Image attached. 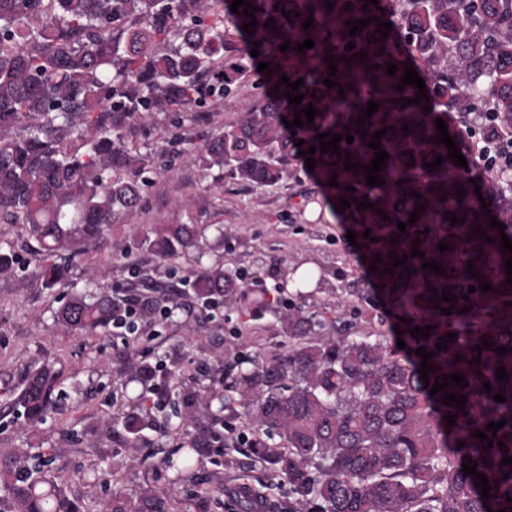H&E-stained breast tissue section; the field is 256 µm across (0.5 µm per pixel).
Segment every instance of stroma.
Instances as JSON below:
<instances>
[{
    "label": "stroma",
    "mask_w": 512,
    "mask_h": 512,
    "mask_svg": "<svg viewBox=\"0 0 512 512\" xmlns=\"http://www.w3.org/2000/svg\"><path fill=\"white\" fill-rule=\"evenodd\" d=\"M252 95L246 79L220 110L203 119L182 122L177 113L163 112L137 124L131 138L155 158L143 201L84 244L70 261L63 286L46 289L26 229L0 223V249L18 260L13 272L0 275V454L12 448L51 453L52 478L81 500L85 512H102L113 490L132 495L148 488L171 490L170 512H240L227 502L246 496L253 481L268 484L272 500L288 501L286 488L251 463L252 433L241 414L225 416L217 425V432H231L233 445L199 456L196 481L176 482L164 466L176 444L170 429L187 413L180 384L194 376L196 366L206 364L210 376L202 384L207 387L237 363L288 341L269 311L244 315L227 305L204 311L182 297L181 282L192 271L221 262L245 272L254 289L271 293L284 287L293 267L309 262L319 280L303 289L306 306L341 314L356 334L374 326L372 302L350 294L368 279L360 252L347 239L348 226L314 173L301 165L268 187L199 168L197 151L240 117ZM157 224L197 225L200 251L186 262H162L142 244ZM135 270L168 283L159 294L171 302L167 322L144 328L136 341L112 333L81 336L55 323L54 313L69 294L89 286L97 291L127 286ZM133 361L151 370L147 383L130 379ZM44 363L59 373L60 395L43 424L33 428L10 403L28 372ZM146 390L159 397L151 410L157 426L144 430L145 447L132 459L124 450L121 420L134 412L137 396Z\"/></svg>",
    "instance_id": "obj_1"
}]
</instances>
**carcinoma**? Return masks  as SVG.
<instances>
[{
  "instance_id": "cac0c4a2",
  "label": "carcinoma",
  "mask_w": 512,
  "mask_h": 512,
  "mask_svg": "<svg viewBox=\"0 0 512 512\" xmlns=\"http://www.w3.org/2000/svg\"><path fill=\"white\" fill-rule=\"evenodd\" d=\"M232 2L0 0V220L27 227L45 287L62 284L67 268L59 259L78 252L141 201L154 158L126 138L127 127L156 112H185L194 119L222 105L242 77L252 75L251 104L201 150L200 167L273 186L305 163L298 151L319 146L317 134L352 135L353 143H338L339 156L315 151L314 172L333 205L342 197L351 201L340 216L361 236L367 263L380 254L374 278L403 331L399 336L377 329L349 338L336 335L337 318L326 310L303 305L278 314L288 348L223 381L224 407L233 413L241 407L254 431L252 461L287 487L298 512H512V502L506 501L512 497V465H501L503 457H512V286L505 271L512 253L502 248L501 232L489 227L469 174L447 158L444 144L432 141L438 135L435 119L446 122L454 112L464 124L469 113L484 112L489 120L471 130V139L512 145V0H378L376 6L367 0H331V10L324 0H249L258 23L253 35L241 30L250 21L241 14L244 7L235 14ZM372 16L377 20L349 35L346 21ZM270 17L275 31L264 27ZM310 17L313 24L305 30ZM380 20L392 23L386 38L376 33ZM370 37L378 42H368ZM306 39L315 46L294 50ZM255 41L257 57L250 54ZM286 41L290 49L282 53L278 46ZM350 41L356 44L352 50ZM327 49L338 69L334 75L325 61ZM361 51L363 60H354ZM261 62L270 63L273 72L257 71ZM392 63L398 71L390 76L386 69ZM374 64L380 68L370 69ZM406 64L429 78L428 98L419 105H404V99L416 97L417 87L394 89L402 84ZM284 75L291 82L303 79L296 94L304 98L296 107L285 97L292 88L280 83ZM326 78L337 85L327 87ZM276 84L279 90L270 93ZM370 101L379 107L367 119L363 110ZM310 103L319 110L312 123L304 114L302 127L290 129L282 122L284 117L293 122L295 111ZM426 105L431 112L422 110ZM359 119L365 124L357 125ZM405 124L412 133L402 131ZM385 127L389 131L381 144L389 159L379 172L385 184L369 187L364 166L375 150L367 143ZM300 139L305 143L298 148ZM439 154L444 162L436 171L423 166ZM347 158L361 167L344 170ZM334 173L338 186L331 187ZM458 187L466 190L460 201ZM412 191L421 197L408 196ZM494 193L500 197L495 217L512 239V165L490 178L481 197L488 200ZM364 195L373 207L359 210L352 198ZM418 204L425 210L400 232L397 223L408 222ZM447 212L464 223L451 225ZM426 228L429 232L422 233ZM474 229L493 242L480 239ZM392 238L398 242L390 243ZM143 242L159 258L176 260L199 250L201 235L194 224H159ZM440 242L450 249L438 251ZM415 249L425 256H411ZM391 251L408 260L383 275L392 266ZM432 259L445 273L422 269ZM469 263L478 277L466 272ZM484 282L493 290L481 291ZM444 291L457 301H443ZM192 294L205 307L235 305L244 296L236 275L222 264L197 272ZM465 306L471 311L459 313ZM448 307L451 314L441 312ZM124 313L111 293L85 291L71 294L55 318L74 333L94 335L110 331ZM427 325L433 326L428 338L410 334L411 328ZM449 333L457 338L447 350H436L439 338ZM399 338L406 348L397 346ZM486 340L494 346L483 347ZM476 345L481 352L474 351ZM419 347L435 353L428 360L433 369L427 382L418 372ZM498 347L509 352L500 355ZM476 356L480 363L469 364ZM499 366L509 378L496 379ZM454 373L469 385L451 383L429 394L436 377ZM57 382L51 368L35 369L12 408H22L32 425L43 422ZM485 382L491 391L484 390ZM445 393L464 395L467 402L462 408L446 406ZM497 394L506 401H494ZM215 399L183 392L189 415L213 425L221 421L212 408ZM450 413L456 415L452 427L444 419ZM502 420L497 433L487 430L488 423ZM123 426L126 450L135 455L149 422L132 413ZM479 430L489 440L472 437ZM219 440L216 432L201 428L186 434L177 452L187 463ZM490 440L493 447L482 448ZM500 442L505 447L498 448ZM468 458L487 477L489 497H482L475 476L464 474ZM50 462L51 455L32 457L23 448L0 457V490L8 512H83L82 502L48 475ZM107 512L169 508L162 492L129 496L118 490Z\"/></svg>"
}]
</instances>
